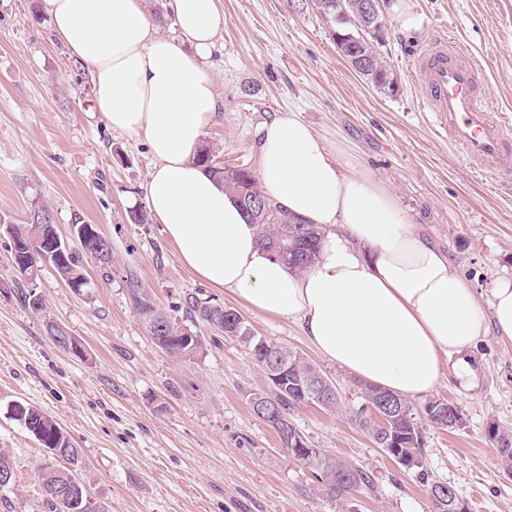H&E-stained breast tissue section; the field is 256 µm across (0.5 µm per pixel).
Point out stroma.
Listing matches in <instances>:
<instances>
[{
	"label": "stroma",
	"mask_w": 512,
	"mask_h": 512,
	"mask_svg": "<svg viewBox=\"0 0 512 512\" xmlns=\"http://www.w3.org/2000/svg\"><path fill=\"white\" fill-rule=\"evenodd\" d=\"M412 10L414 29L385 20L382 52L398 89L383 94L338 54L333 24L301 0H221L207 61L218 110L202 142L224 165L255 168L263 124L295 114L342 161L389 186L413 230L485 294L512 278V186L477 176L435 133L413 61L432 39L455 35L512 121V0H412ZM91 97L88 72L53 37L41 0H0V455L15 472L0 512H48L37 479L48 452L11 416L16 401L52 416L83 449L78 477L109 512H435L417 471L352 417L357 378L325 360L295 321L259 314L202 281L163 225L128 221V210L146 203L155 160L143 137L114 131L93 112ZM41 207L64 238L76 221L96 225L112 243V262L84 258L90 286L80 293L44 265L46 311L38 314L19 298L7 228ZM134 286L199 335L203 352L176 360L155 346ZM191 296L237 310L254 336L292 348L335 383L340 409L303 405L289 418L311 447L364 473L345 503L329 498L252 412L248 397L266 383L249 345L190 319ZM51 323L79 341L83 356L53 343ZM471 354L482 368L478 384L464 388L449 371L433 393L460 407L463 425L424 424V468L469 512H512V478L487 432L493 423L512 428V342L492 330Z\"/></svg>",
	"instance_id": "1"
}]
</instances>
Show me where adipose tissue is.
Instances as JSON below:
<instances>
[{
  "instance_id": "1",
  "label": "adipose tissue",
  "mask_w": 512,
  "mask_h": 512,
  "mask_svg": "<svg viewBox=\"0 0 512 512\" xmlns=\"http://www.w3.org/2000/svg\"><path fill=\"white\" fill-rule=\"evenodd\" d=\"M220 0H174L178 32L159 34L144 0H41L55 39L87 70L94 109L112 130L144 136L156 160L145 186L183 264L254 311L297 321L327 360L406 398L438 387L445 366L464 380L467 352L489 328L512 341V279L482 305L449 258L413 232L393 194L342 168L306 124L282 116L262 129L260 186L325 241L295 274L258 243L235 198L192 161L217 109L206 59Z\"/></svg>"
}]
</instances>
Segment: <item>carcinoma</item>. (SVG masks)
<instances>
[{
	"label": "carcinoma",
	"mask_w": 512,
	"mask_h": 512,
	"mask_svg": "<svg viewBox=\"0 0 512 512\" xmlns=\"http://www.w3.org/2000/svg\"><path fill=\"white\" fill-rule=\"evenodd\" d=\"M312 2L314 10L335 26V34L359 36L358 30L350 22V18L355 16V11L359 9L361 0H312ZM381 47L382 42L370 41L360 49L361 54L370 61V67L358 72V75L374 88L386 93L393 91L392 84L396 82V78L380 51ZM212 156H214L213 150L208 146H203L196 152L195 160L224 182L226 190L234 194L241 205H246V199L251 196L267 203L264 210L254 213L245 212L249 223L257 227L260 244L284 259L295 271L301 272L310 267L317 258L322 243V235L317 225L301 223V220L289 215L280 204L267 198L246 165L241 164L224 169L212 159ZM94 252L93 241L78 240L76 246H70L68 250L64 251L62 261H54L53 267L60 276L65 270L80 275L82 274V256H92ZM131 298L143 318L163 314V311L156 307L151 294L146 289L139 287L131 289ZM188 314L190 318L201 322L212 318L221 324L224 323V307L195 297L189 299ZM288 354L290 360L297 363V368L290 372L288 388L274 387L265 392L272 409L276 410L278 415L285 420L288 419L289 410L304 404L300 390L306 386V382L319 383L326 380V377L316 367L296 352L290 350ZM378 393L380 390L369 384L361 387L363 404L353 411L355 420L372 436L379 447L384 449L398 445L404 448L405 453L416 460L414 467L418 469L420 479L429 484L430 491L433 492L443 487L442 483L430 480L429 472L424 470L422 420L425 419L440 428L455 430L460 428L463 423L460 408L452 404L449 407L450 415L448 416L434 417L428 413L422 416L407 401L405 402L406 413L394 421L392 431L388 432L379 427L365 409V403L369 402V398ZM25 417L26 421L22 422V425L26 430L44 446L47 444L59 445L61 460L65 463V466L61 468L44 466L38 473L40 485L55 487L57 495L64 496L71 501V506L66 509L54 498L45 494L43 500L49 512H79V501L85 499L88 493L83 484H73L71 477L82 464V449L73 445L70 439L63 438L64 431L61 426L41 409L27 404L25 405ZM488 436L496 447L502 472L511 477L512 430L495 426L488 430ZM301 462L317 470V476H319L327 495L336 501L344 500L345 494L365 481L362 471L351 463L333 456L330 457V466L325 470L320 469L317 458L311 461L303 458Z\"/></svg>",
	"instance_id": "cac0c4a2"
}]
</instances>
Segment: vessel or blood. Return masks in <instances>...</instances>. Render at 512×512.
Instances as JSON below:
<instances>
[{
  "label": "vessel or blood",
  "instance_id": "vessel-or-blood-1",
  "mask_svg": "<svg viewBox=\"0 0 512 512\" xmlns=\"http://www.w3.org/2000/svg\"><path fill=\"white\" fill-rule=\"evenodd\" d=\"M414 67L422 82L421 107L435 128L462 148L476 172L512 182V126L481 91L483 72L470 52L439 37L421 49Z\"/></svg>",
  "mask_w": 512,
  "mask_h": 512
}]
</instances>
